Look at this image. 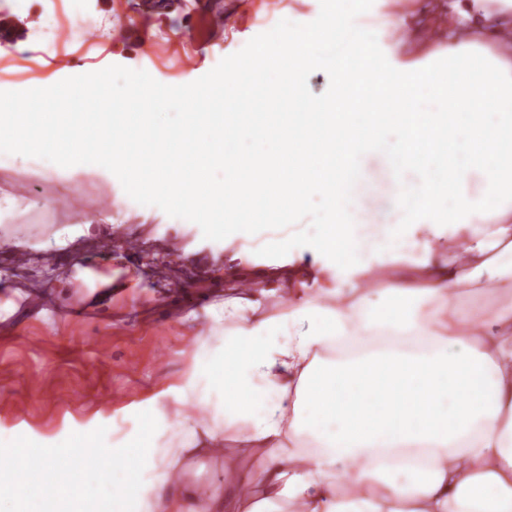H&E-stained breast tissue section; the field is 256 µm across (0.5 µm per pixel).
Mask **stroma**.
I'll return each instance as SVG.
<instances>
[{
    "label": "stroma",
    "mask_w": 512,
    "mask_h": 512,
    "mask_svg": "<svg viewBox=\"0 0 512 512\" xmlns=\"http://www.w3.org/2000/svg\"><path fill=\"white\" fill-rule=\"evenodd\" d=\"M322 0H0L13 37L0 39V91L21 81H61L121 65L148 72L166 85L202 77L241 50L263 29L320 14ZM231 19L220 36L207 20ZM128 35L114 37L118 20ZM119 180L101 173L33 170L25 156L0 155V197L12 200L0 236L28 242L30 270L0 247V497L16 512L33 505L20 494L23 446L65 439L74 428L109 418L130 403L155 397L187 371L199 322L191 313L224 297L225 280L252 262L241 242H215L195 223L158 207H120ZM107 207L105 223L88 212L90 200ZM81 225L67 248L56 236ZM84 278L71 280L73 264ZM113 276L111 291L89 290V279ZM65 281L54 308L33 291L43 281ZM81 314L71 326L64 312ZM111 332L106 354L95 339Z\"/></svg>",
    "instance_id": "obj_1"
}]
</instances>
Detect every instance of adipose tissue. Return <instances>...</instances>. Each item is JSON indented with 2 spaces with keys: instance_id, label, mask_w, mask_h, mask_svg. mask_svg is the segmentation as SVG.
Wrapping results in <instances>:
<instances>
[{
  "instance_id": "1",
  "label": "adipose tissue",
  "mask_w": 512,
  "mask_h": 512,
  "mask_svg": "<svg viewBox=\"0 0 512 512\" xmlns=\"http://www.w3.org/2000/svg\"><path fill=\"white\" fill-rule=\"evenodd\" d=\"M378 2L348 0L319 25L350 44L363 13L391 30L368 53L389 98L423 86L454 112L492 106L448 165L454 195L426 205L434 178L406 176L403 132L389 127L354 141L402 174L383 232L360 236L337 204L294 235L200 225L261 241L278 268L250 288L225 283L185 380L126 406L124 427L41 442L38 497L86 466L120 474L112 500L154 492L156 512H512V302L499 300L512 288V0H445L410 36L404 0L388 13ZM468 170L481 193L457 191ZM93 441L109 453L74 456ZM211 457L224 478L198 489L192 462Z\"/></svg>"
}]
</instances>
